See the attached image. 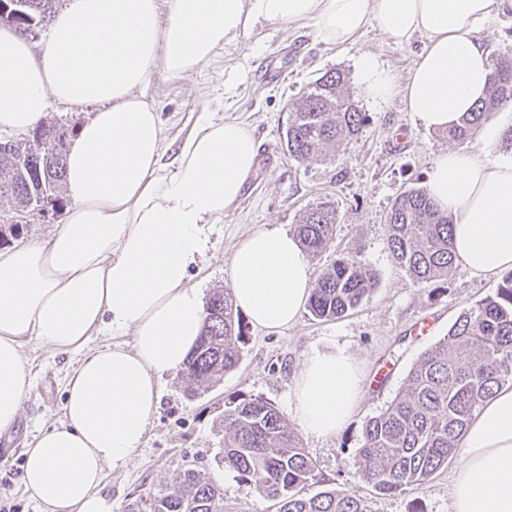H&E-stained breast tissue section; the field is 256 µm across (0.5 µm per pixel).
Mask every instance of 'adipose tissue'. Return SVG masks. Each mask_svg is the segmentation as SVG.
<instances>
[{
    "mask_svg": "<svg viewBox=\"0 0 512 512\" xmlns=\"http://www.w3.org/2000/svg\"><path fill=\"white\" fill-rule=\"evenodd\" d=\"M512 0H69L41 48L0 27V132L43 125L51 104L93 105L67 148L69 205L46 240L0 252V433L34 385L29 345L74 353L64 420L25 449L22 483L40 512H110L100 489L142 444L165 375L181 368L204 321L190 271L257 166L253 132L201 110L174 158L154 75L202 71L257 23L311 21L315 37L348 44L370 26L425 38L405 82L360 54L368 95L400 97L429 129L445 130L483 100L492 74L483 29ZM504 123L439 153L426 189L452 219L454 262L490 278L512 269V153L489 157ZM235 309L272 332L298 322L312 288L299 238L253 228L229 259ZM363 396L346 350L307 353L294 380V419L328 439ZM451 479L453 512H512V386L487 399L463 434Z\"/></svg>",
    "mask_w": 512,
    "mask_h": 512,
    "instance_id": "1",
    "label": "adipose tissue"
}]
</instances>
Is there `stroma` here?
<instances>
[{"label":"stroma","mask_w":512,"mask_h":512,"mask_svg":"<svg viewBox=\"0 0 512 512\" xmlns=\"http://www.w3.org/2000/svg\"><path fill=\"white\" fill-rule=\"evenodd\" d=\"M424 44L420 36L397 43L370 28L354 43L333 46L316 40L310 23H266L225 46L202 72L175 80L159 77L149 86L172 139L187 134L206 99L215 117L245 123L259 141V170L237 206L216 225L209 250L191 271L192 283L208 293L226 287L230 255L244 234L261 224L293 230L306 210L329 201L336 208V238L330 249L311 257L313 274L349 254L372 269L377 286L367 301L342 317L317 320L305 311L296 324L276 332L248 329L238 367L204 393L187 396L180 374L168 375L141 446L124 470L105 479L102 494L112 512H124L145 490H161L187 464L223 488L224 512H276L272 500L225 468L218 418L229 395L245 393L266 398L285 419H292L293 377L303 356L338 348L357 358L367 382L361 403L336 436L302 438L330 487L360 496L370 512H452L456 460H449L426 485L395 495L378 493L356 465L367 420L402 390L420 354L443 340L458 315L494 294L499 283L498 278H473L457 269L437 285L420 284L394 263L387 246L385 219L395 199L424 186L432 159L452 142L442 131L425 128L400 98H367L355 62L360 53H374L401 82ZM331 69L346 73L348 91L369 121L358 135L344 140L334 158L294 160L283 147L288 107ZM33 357V389L14 430L0 436V512H39L20 481L23 450L63 418L70 358L42 349Z\"/></svg>","instance_id":"35a3bbf8"}]
</instances>
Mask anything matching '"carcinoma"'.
<instances>
[{"label": "carcinoma", "instance_id": "1", "mask_svg": "<svg viewBox=\"0 0 512 512\" xmlns=\"http://www.w3.org/2000/svg\"><path fill=\"white\" fill-rule=\"evenodd\" d=\"M60 0H17L20 18L47 24ZM346 75L329 70L316 79L290 112L284 146L298 161L319 159L368 122L345 92ZM512 105V56L492 59L486 99L446 130L460 145L473 141L502 107ZM75 129L44 125L26 142L0 146V206L13 216L56 210L66 181V149ZM387 244L395 263L419 283L432 284L454 268L451 219L423 187L401 193L387 213ZM336 211L324 202L307 211L296 226L309 253H320L335 239ZM374 273L352 256H342L313 286L309 312L318 320L343 316L368 300ZM246 325L224 291L205 303L204 331L183 374L193 397L224 379L243 357ZM512 384V270L496 292L463 311L448 336L422 353L404 388L379 414L369 418L357 465L381 494L422 486L458 452L473 415L494 390ZM224 466L258 493L272 499L277 512H369L345 489L315 494L309 487L326 482L283 414L261 396L241 394L224 404ZM127 512H224V490L191 465L168 488L139 494Z\"/></svg>", "mask_w": 512, "mask_h": 512}]
</instances>
